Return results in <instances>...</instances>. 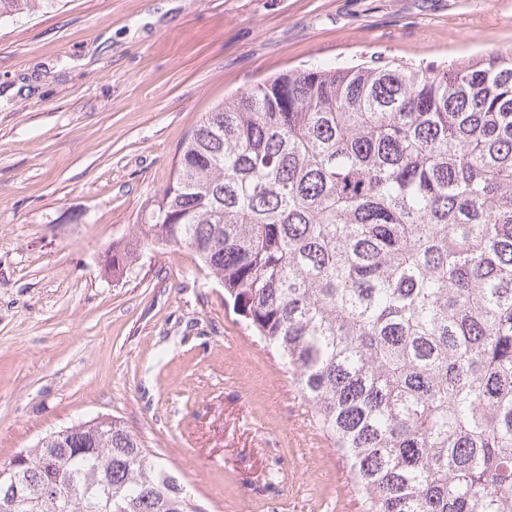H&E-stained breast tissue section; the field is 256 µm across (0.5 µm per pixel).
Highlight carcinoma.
<instances>
[{
	"mask_svg": "<svg viewBox=\"0 0 512 512\" xmlns=\"http://www.w3.org/2000/svg\"><path fill=\"white\" fill-rule=\"evenodd\" d=\"M55 3L0 0V22ZM157 245L192 250L284 359L361 512H512L511 50L303 66L224 97L106 269ZM22 452L0 512H200L116 419Z\"/></svg>",
	"mask_w": 512,
	"mask_h": 512,
	"instance_id": "obj_1",
	"label": "carcinoma"
}]
</instances>
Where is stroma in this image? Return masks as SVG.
<instances>
[{
	"label": "stroma",
	"mask_w": 512,
	"mask_h": 512,
	"mask_svg": "<svg viewBox=\"0 0 512 512\" xmlns=\"http://www.w3.org/2000/svg\"><path fill=\"white\" fill-rule=\"evenodd\" d=\"M512 50V0H59L0 24V463L117 418L204 512H359L284 360L177 246L105 274L187 133L303 64Z\"/></svg>",
	"instance_id": "1"
}]
</instances>
